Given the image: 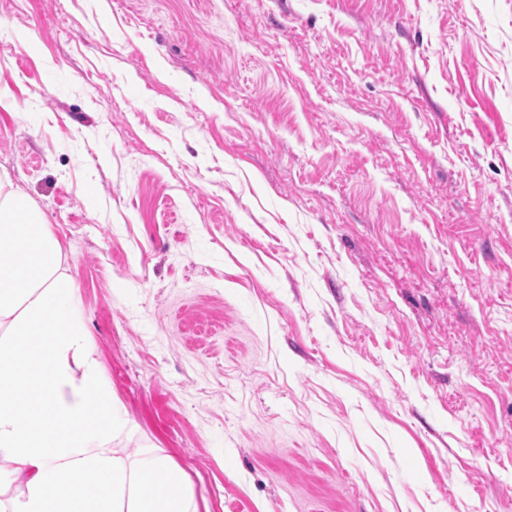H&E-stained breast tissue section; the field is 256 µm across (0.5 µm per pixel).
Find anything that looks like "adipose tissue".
I'll use <instances>...</instances> for the list:
<instances>
[{"instance_id":"ef3b65f1","label":"adipose tissue","mask_w":512,"mask_h":512,"mask_svg":"<svg viewBox=\"0 0 512 512\" xmlns=\"http://www.w3.org/2000/svg\"><path fill=\"white\" fill-rule=\"evenodd\" d=\"M112 401L77 308L68 255L43 212L0 172V512H200L166 454L113 447Z\"/></svg>"}]
</instances>
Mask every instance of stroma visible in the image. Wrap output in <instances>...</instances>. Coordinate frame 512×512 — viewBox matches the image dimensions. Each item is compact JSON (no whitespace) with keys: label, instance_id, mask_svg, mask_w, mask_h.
Here are the masks:
<instances>
[{"label":"stroma","instance_id":"1","mask_svg":"<svg viewBox=\"0 0 512 512\" xmlns=\"http://www.w3.org/2000/svg\"><path fill=\"white\" fill-rule=\"evenodd\" d=\"M1 168L210 512H512V0H0Z\"/></svg>","mask_w":512,"mask_h":512}]
</instances>
